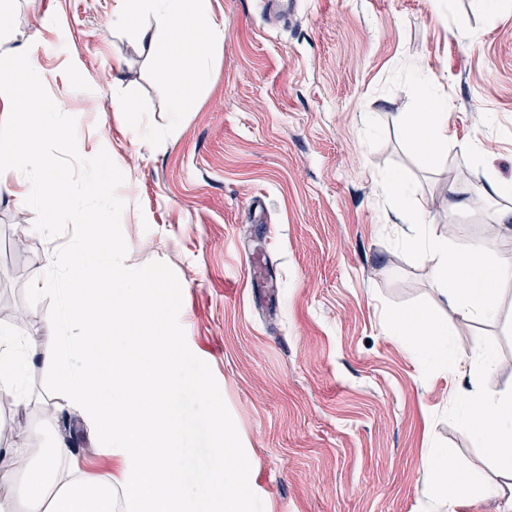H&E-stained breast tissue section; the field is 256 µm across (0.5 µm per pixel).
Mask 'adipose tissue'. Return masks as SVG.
I'll list each match as a JSON object with an SVG mask.
<instances>
[{
	"mask_svg": "<svg viewBox=\"0 0 512 512\" xmlns=\"http://www.w3.org/2000/svg\"><path fill=\"white\" fill-rule=\"evenodd\" d=\"M123 5V23L140 44L155 45L158 34L166 35L169 66L163 77L172 87L171 110L177 115L191 111L195 88L214 77L211 52L223 42L209 0H123ZM145 16L153 18L154 28L141 26ZM402 122L420 152L447 146L443 98L429 99L426 109L408 113ZM415 224L428 277L461 320L491 317L496 283L512 280V253L494 254L481 243L461 245L454 237L430 234L421 213ZM119 251L112 241L83 250L66 271L55 254H45L34 287L39 293L60 291L59 321L83 327L78 356L69 359L60 342L20 349L19 336L1 327L0 400L30 403L23 380L31 358H39L70 405L84 410L112 454L122 459L120 475L109 483L82 476L60 480L59 465L69 451L46 447L37 430L27 440L36 453L30 464H21L22 449L0 448V486L15 492L14 499L0 503V512H112L118 496L129 512H186L183 421L175 399L183 385L184 349L168 321L174 303L164 296L161 282L130 279L117 261ZM395 323L396 338L406 340L423 360L439 363L450 356L446 322L413 311L398 315ZM461 421L496 464L497 481L481 493L469 492L465 476L448 467L444 448L423 460L428 481L445 493L449 506L462 499L473 506L486 496L501 499L512 512V392L466 395ZM223 451L221 470L207 477L203 512H246L251 463L232 434H225Z\"/></svg>",
	"mask_w": 512,
	"mask_h": 512,
	"instance_id": "adipose-tissue-1",
	"label": "adipose tissue"
}]
</instances>
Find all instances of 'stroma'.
<instances>
[{"label": "stroma", "mask_w": 512, "mask_h": 512, "mask_svg": "<svg viewBox=\"0 0 512 512\" xmlns=\"http://www.w3.org/2000/svg\"><path fill=\"white\" fill-rule=\"evenodd\" d=\"M119 8L12 0L0 53L27 52L76 119L80 155L106 150L123 172L125 263L176 273L187 345L210 366L252 463L250 512H471L449 510L420 468L443 447L471 489L495 481L453 404L468 378L420 363L394 318L417 309L451 322L454 352L480 342L496 358L480 389L512 391V281L497 284L493 319L460 323L408 255L414 213L465 244L512 212V194L487 190L512 181V0H300L288 16L211 0L224 30L216 76L179 117L163 48L125 33ZM429 91L448 102V146L423 155L400 118ZM124 98L135 110L121 115L113 104ZM474 141L482 155L467 153ZM388 175L406 185L407 205L386 196ZM24 182L0 173V243L35 221L14 197ZM59 245L34 234L23 254L0 255V303L37 345L51 342L60 300L30 286ZM254 250L269 257L257 284ZM25 386L37 400L0 408V442L23 444L48 408V445L68 448L93 479L120 469L39 360Z\"/></svg>", "instance_id": "35a3bbf8"}]
</instances>
